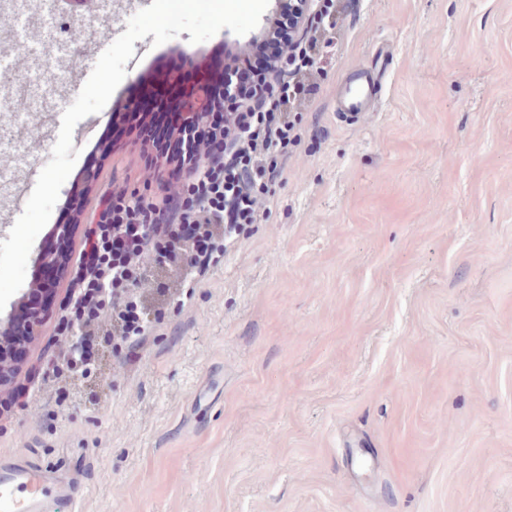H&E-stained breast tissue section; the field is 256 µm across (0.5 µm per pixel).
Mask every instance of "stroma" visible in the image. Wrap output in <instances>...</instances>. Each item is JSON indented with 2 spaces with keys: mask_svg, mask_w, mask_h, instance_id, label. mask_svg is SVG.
Segmentation results:
<instances>
[{
  "mask_svg": "<svg viewBox=\"0 0 512 512\" xmlns=\"http://www.w3.org/2000/svg\"><path fill=\"white\" fill-rule=\"evenodd\" d=\"M319 90L244 225L186 302L149 264L161 315L136 348L107 349L56 401L54 311L0 413V459L83 483L44 512H512V0H334ZM36 60L11 111L42 122L59 86L48 49L87 48L59 16L10 10ZM127 78L162 49L193 62L216 34L135 42ZM359 68L382 73L370 112L336 110ZM55 136L0 135V180L31 193ZM80 153L55 211L93 229L109 191L158 200L166 167L108 111L73 132ZM99 158L86 199L73 197Z\"/></svg>",
  "mask_w": 512,
  "mask_h": 512,
  "instance_id": "stroma-1",
  "label": "stroma"
}]
</instances>
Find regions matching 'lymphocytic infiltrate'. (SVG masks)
I'll return each mask as SVG.
<instances>
[{"label": "lymphocytic infiltrate", "instance_id": "1", "mask_svg": "<svg viewBox=\"0 0 512 512\" xmlns=\"http://www.w3.org/2000/svg\"><path fill=\"white\" fill-rule=\"evenodd\" d=\"M297 7L298 0H281L272 37L245 55L214 61V70L232 74L240 94L225 98L222 85H214L216 106L206 129L177 137L171 123L153 122L140 130L157 156L188 165V174L175 194L157 203L126 197L97 224L71 311L77 340L48 371L58 384V402L69 397L70 375L94 369L102 348L117 340L131 345L146 334L145 307L129 294L147 281L146 256L164 259L182 272L183 287L193 288L219 260L217 239L257 223L259 195L282 172L278 150L292 129L289 110L316 91L311 76L324 41L314 33L294 42ZM285 54L292 67L281 72L277 65Z\"/></svg>", "mask_w": 512, "mask_h": 512}]
</instances>
